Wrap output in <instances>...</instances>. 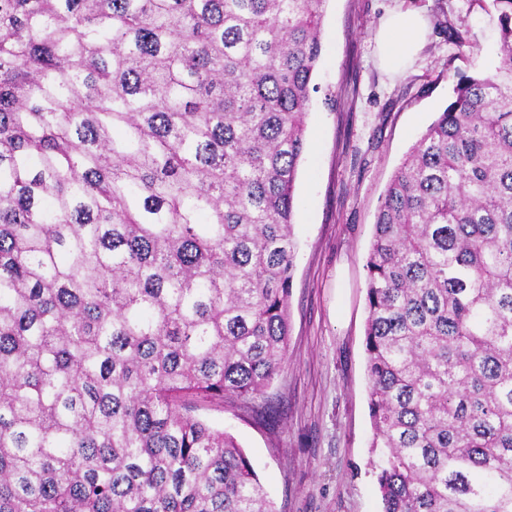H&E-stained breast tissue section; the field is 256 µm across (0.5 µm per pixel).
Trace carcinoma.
<instances>
[{"mask_svg":"<svg viewBox=\"0 0 512 512\" xmlns=\"http://www.w3.org/2000/svg\"><path fill=\"white\" fill-rule=\"evenodd\" d=\"M326 0H0V512H276L198 413L288 362ZM365 260L382 512H512V0Z\"/></svg>","mask_w":512,"mask_h":512,"instance_id":"obj_1","label":"carcinoma"}]
</instances>
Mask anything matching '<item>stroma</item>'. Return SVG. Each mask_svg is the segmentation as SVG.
<instances>
[{
    "label": "stroma",
    "instance_id": "35a3bbf8",
    "mask_svg": "<svg viewBox=\"0 0 512 512\" xmlns=\"http://www.w3.org/2000/svg\"><path fill=\"white\" fill-rule=\"evenodd\" d=\"M427 21L402 71L376 33L396 8ZM462 43L449 40V30ZM490 0H327L295 196L298 241L288 304V368L257 407L204 410L234 435L277 512H381L371 464L364 333L365 257L386 187L453 98L458 75L499 63Z\"/></svg>",
    "mask_w": 512,
    "mask_h": 512
}]
</instances>
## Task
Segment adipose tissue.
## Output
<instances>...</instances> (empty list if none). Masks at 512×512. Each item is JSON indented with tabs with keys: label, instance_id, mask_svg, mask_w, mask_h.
Wrapping results in <instances>:
<instances>
[{
	"label": "adipose tissue",
	"instance_id": "adipose-tissue-1",
	"mask_svg": "<svg viewBox=\"0 0 512 512\" xmlns=\"http://www.w3.org/2000/svg\"><path fill=\"white\" fill-rule=\"evenodd\" d=\"M425 28L424 15L418 9H398L388 14L376 35L382 63L393 70L405 67L418 51Z\"/></svg>",
	"mask_w": 512,
	"mask_h": 512
}]
</instances>
